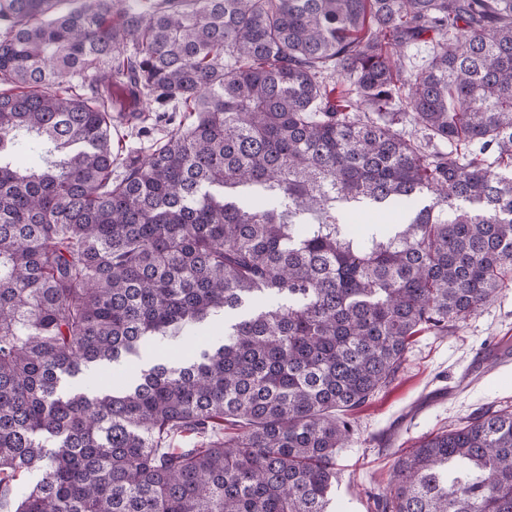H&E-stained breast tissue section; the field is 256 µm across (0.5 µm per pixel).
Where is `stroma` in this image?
Listing matches in <instances>:
<instances>
[{"label":"stroma","instance_id":"stroma-1","mask_svg":"<svg viewBox=\"0 0 512 512\" xmlns=\"http://www.w3.org/2000/svg\"><path fill=\"white\" fill-rule=\"evenodd\" d=\"M512 407V282L447 333L411 341L395 380L356 410L348 447L336 457L339 512H375L394 454L477 412Z\"/></svg>","mask_w":512,"mask_h":512}]
</instances>
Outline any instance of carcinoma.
Instances as JSON below:
<instances>
[{
  "label": "carcinoma",
  "instance_id": "cac0c4a2",
  "mask_svg": "<svg viewBox=\"0 0 512 512\" xmlns=\"http://www.w3.org/2000/svg\"><path fill=\"white\" fill-rule=\"evenodd\" d=\"M116 83L161 136L114 178ZM0 85V509L331 512L354 411L512 274V0H0ZM246 301L196 360L63 390ZM372 499L512 512V411Z\"/></svg>",
  "mask_w": 512,
  "mask_h": 512
}]
</instances>
